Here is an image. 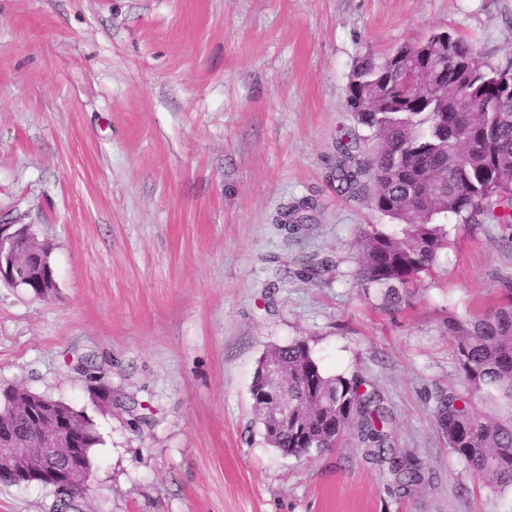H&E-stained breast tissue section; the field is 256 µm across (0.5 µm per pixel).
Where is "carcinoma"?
<instances>
[{"label":"carcinoma","instance_id":"obj_1","mask_svg":"<svg viewBox=\"0 0 512 512\" xmlns=\"http://www.w3.org/2000/svg\"><path fill=\"white\" fill-rule=\"evenodd\" d=\"M507 67L484 65L473 44L451 45L434 33L384 57L367 53L354 66L346 106L366 130L369 148L336 165L337 190L362 195L394 229L364 237L357 278L402 299L447 244L440 220L481 218L512 226V96L498 79ZM476 89L471 111L460 115V91ZM465 389L434 396V423L448 450L493 488L512 491V294L467 319H448ZM294 420L272 447L295 458L324 445L336 448L354 434L365 456L387 466L397 490L408 493L422 468L393 446L391 419L380 394L358 373L328 375L303 340L276 347ZM476 398L508 408L505 418L476 410Z\"/></svg>","mask_w":512,"mask_h":512}]
</instances>
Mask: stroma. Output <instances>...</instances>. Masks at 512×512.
<instances>
[{"label": "stroma", "mask_w": 512, "mask_h": 512, "mask_svg": "<svg viewBox=\"0 0 512 512\" xmlns=\"http://www.w3.org/2000/svg\"><path fill=\"white\" fill-rule=\"evenodd\" d=\"M441 31L506 64L512 0H0V216L50 245L57 282L45 301L0 287V389L93 420L78 512H512L431 400L460 385L449 318L512 289V229L448 217L386 304L356 270L389 220L331 178L357 60ZM296 340L371 382L424 482L395 492L351 439L302 459L265 441L249 387ZM57 501L0 485V512Z\"/></svg>", "instance_id": "obj_1"}]
</instances>
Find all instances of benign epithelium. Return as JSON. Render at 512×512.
<instances>
[{
  "label": "benign epithelium",
  "mask_w": 512,
  "mask_h": 512,
  "mask_svg": "<svg viewBox=\"0 0 512 512\" xmlns=\"http://www.w3.org/2000/svg\"><path fill=\"white\" fill-rule=\"evenodd\" d=\"M46 246L37 240L29 224L0 220V284L13 288L26 279L42 288L56 282L53 269L44 266ZM264 381L250 389L253 405L262 409L266 428L277 432L288 427L294 407L288 400V384L280 364L269 360ZM5 406L26 414L30 427L22 435L0 430V484L52 487L67 501L89 486L92 469L83 432L68 420L54 401L24 388L0 391Z\"/></svg>",
  "instance_id": "benign-epithelium-1"
}]
</instances>
